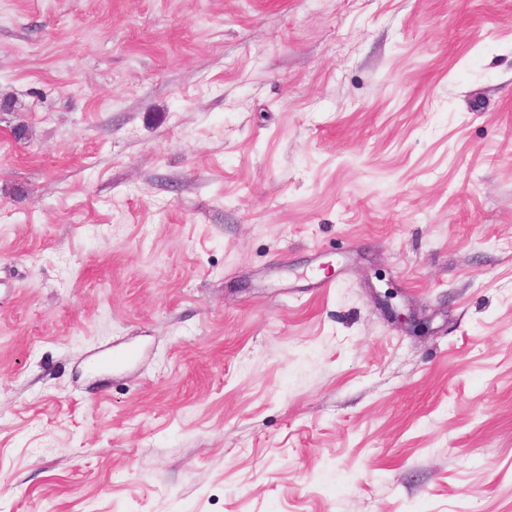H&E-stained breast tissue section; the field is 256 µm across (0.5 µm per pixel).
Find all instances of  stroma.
I'll return each instance as SVG.
<instances>
[{
	"mask_svg": "<svg viewBox=\"0 0 512 512\" xmlns=\"http://www.w3.org/2000/svg\"><path fill=\"white\" fill-rule=\"evenodd\" d=\"M0 512H512V0H0Z\"/></svg>",
	"mask_w": 512,
	"mask_h": 512,
	"instance_id": "35a3bbf8",
	"label": "stroma"
}]
</instances>
